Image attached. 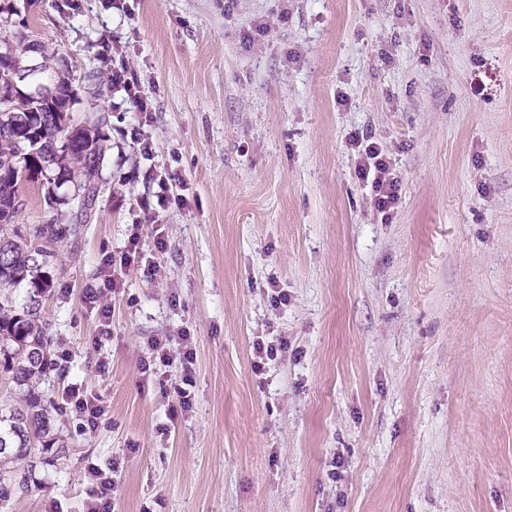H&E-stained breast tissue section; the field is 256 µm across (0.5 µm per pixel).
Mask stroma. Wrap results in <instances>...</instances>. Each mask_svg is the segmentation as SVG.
I'll return each mask as SVG.
<instances>
[{
  "label": "stroma",
  "mask_w": 512,
  "mask_h": 512,
  "mask_svg": "<svg viewBox=\"0 0 512 512\" xmlns=\"http://www.w3.org/2000/svg\"><path fill=\"white\" fill-rule=\"evenodd\" d=\"M13 2L68 62L72 121L107 113L40 385L104 413L52 414L59 446L0 512H83L92 463L115 512H512V0ZM352 131L400 179L388 218ZM135 224L140 257L86 302ZM159 336L188 369L151 360ZM258 339L288 344L261 373ZM62 399L84 426H96L103 413L102 407L97 404V398L89 397L80 387L72 385L63 393Z\"/></svg>",
  "instance_id": "35a3bbf8"
}]
</instances>
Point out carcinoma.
<instances>
[{"label": "carcinoma", "instance_id": "obj_1", "mask_svg": "<svg viewBox=\"0 0 512 512\" xmlns=\"http://www.w3.org/2000/svg\"><path fill=\"white\" fill-rule=\"evenodd\" d=\"M12 16L11 9L0 7V41L12 42L9 50L22 57L28 54V38L10 31ZM39 52L48 66L34 80L56 88V98L14 94L0 84L9 107L0 112V388L16 393L12 404L0 408V466L31 463L36 452L55 444L49 438L55 405L36 388L50 367L51 339L40 325L42 294L59 246L80 233L99 201V169L104 161L105 121L94 116L80 126L69 123L77 100L70 94L68 65L43 42ZM36 182L46 188L44 199L50 206L59 183L78 186L83 197L80 208L60 215L59 224L27 229L15 223L23 209L20 198ZM21 286L29 291L18 303L12 291ZM27 487V475L16 472L6 478L0 471V501Z\"/></svg>", "mask_w": 512, "mask_h": 512}]
</instances>
